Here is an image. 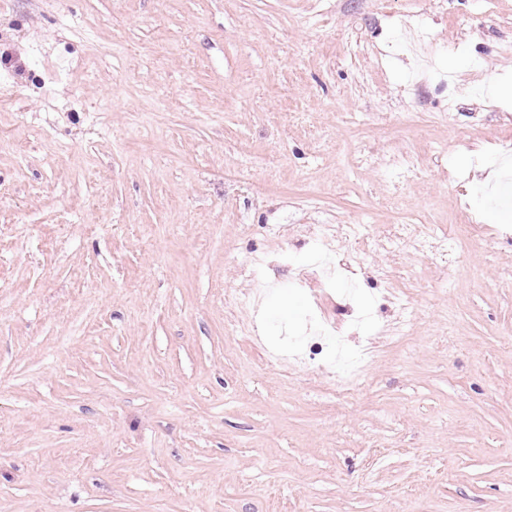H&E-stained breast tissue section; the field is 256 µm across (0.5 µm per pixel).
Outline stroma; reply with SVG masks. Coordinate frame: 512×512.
Masks as SVG:
<instances>
[{"label":"stroma","mask_w":512,"mask_h":512,"mask_svg":"<svg viewBox=\"0 0 512 512\" xmlns=\"http://www.w3.org/2000/svg\"><path fill=\"white\" fill-rule=\"evenodd\" d=\"M1 85L0 512H512V0H0ZM328 229H329V227L327 225H319L318 226V231H319L318 238L321 239V245H320V247L318 249V253H317L318 257H324L331 261L334 260L336 262V264L338 263L339 265H342V266H345L348 268L349 265L356 263L357 260H359V258L361 256H363L364 252H359V253H356L355 255H349V257L347 259L340 260L338 254L336 253V255H335V245H334L333 240L330 238V236L328 234ZM341 261H342V263H341Z\"/></svg>","instance_id":"1"}]
</instances>
